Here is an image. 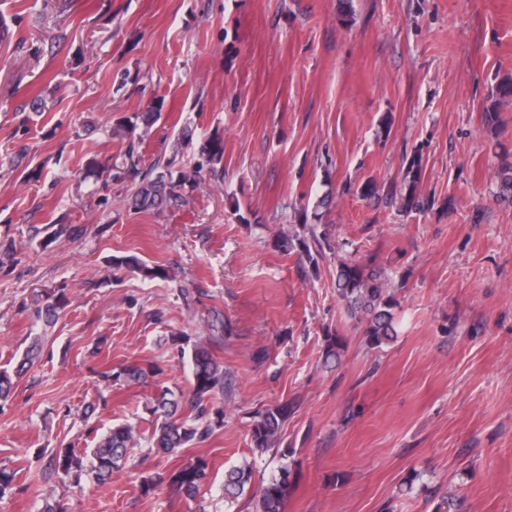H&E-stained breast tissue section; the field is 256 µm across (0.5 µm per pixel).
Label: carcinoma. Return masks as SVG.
<instances>
[{"label": "carcinoma", "mask_w": 512, "mask_h": 512, "mask_svg": "<svg viewBox=\"0 0 512 512\" xmlns=\"http://www.w3.org/2000/svg\"><path fill=\"white\" fill-rule=\"evenodd\" d=\"M160 117L158 112L142 115L144 130L136 132V125L118 123L115 133L129 139L125 153V163L118 165L101 161L92 156L86 160L85 171L102 184L112 180L127 179L134 183L132 208L138 212L150 211L176 202L182 198L180 190L185 183H195L208 174L219 177L224 168V137L213 132L202 145L199 159L191 174H182L173 178L172 173L155 172L140 168L139 156L135 155L136 145L144 140L149 129ZM422 156L413 155L407 161L403 183L399 190L401 207L404 211L422 206L432 207L434 199L420 200L419 186L422 180ZM111 265L125 266L137 270L145 277L165 278L167 271L160 267H148L133 256L114 258ZM336 293L347 314L365 322L364 334L372 347H379L391 341L396 334L394 326V309L397 301L388 292L383 271L370 263L357 258L341 259L336 267ZM70 299L66 288H53L31 297L30 308L33 310L34 324L40 327V333L34 336L30 350L40 345L48 329L55 326L60 314L66 310ZM344 346L338 337L327 341L324 350V364H339ZM161 370L155 363L130 365L119 372H108L103 378L108 383L134 385L146 383L158 375ZM192 393L183 402L165 389L153 399L152 414L156 415L153 431L148 438L149 447L155 453L172 455L192 442H202L213 432L214 425L221 423V414L211 420V410L207 408L211 395L224 391V367L212 354L209 343L198 342L192 353ZM187 407L190 417H183L178 410ZM291 407L282 403L257 413L251 425V441L254 451L263 453L278 444L284 423L288 420ZM137 446L133 427L120 425L109 429L101 436L91 450L93 462L90 469H85L83 459L74 449L65 447L52 458L54 468L61 479L80 482L86 473L93 475L98 485L107 483L113 472L119 468V462L125 459ZM253 467L243 461L239 466L225 472L224 497L237 499L252 482ZM207 462L198 459L175 472L170 478V485L188 498L198 495L206 483ZM290 471L281 468L280 474L268 480L259 489L255 501V512H285V505L290 495Z\"/></svg>", "instance_id": "cac0c4a2"}]
</instances>
